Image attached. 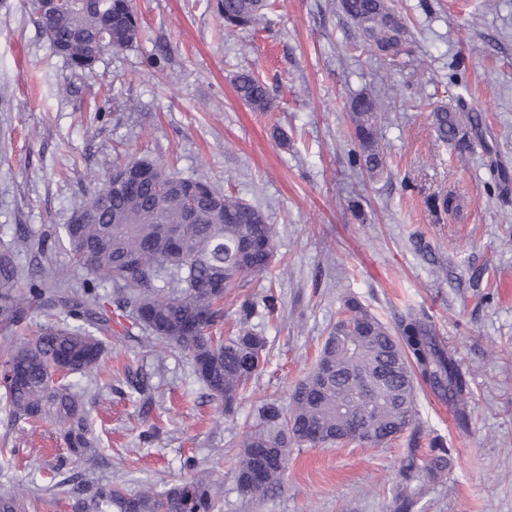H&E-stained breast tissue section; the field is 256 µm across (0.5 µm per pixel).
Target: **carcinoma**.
Returning a JSON list of instances; mask_svg holds the SVG:
<instances>
[{
	"mask_svg": "<svg viewBox=\"0 0 512 512\" xmlns=\"http://www.w3.org/2000/svg\"><path fill=\"white\" fill-rule=\"evenodd\" d=\"M36 23L51 50L74 69H89V46L99 42L120 51L137 42L141 25L131 0H68L53 10L30 3ZM345 15L373 50L389 55L404 43L406 25L387 0H341ZM224 28L256 26L270 8L269 0H217ZM237 96L255 112H269L265 83L251 69L233 79ZM349 109L357 140L353 164L376 173L383 170L379 133L386 120L384 97L360 93ZM432 125L443 142L459 141L468 130L478 143L483 125L478 112L439 107ZM160 173L174 189L146 179L135 197L111 188V179L90 191L82 206L81 224H64L47 238L68 253L70 264L51 273L36 262L24 269L14 254L0 253V400L14 419L35 427L57 424L74 462L87 463L96 439L85 397L68 377L95 367L112 336V316L119 311L164 347L187 357L198 381L212 399L230 410L247 383L266 362L265 340L244 328L232 336L218 332L224 320V296L251 277L272 275L275 229L261 210L223 193L203 179L184 178L163 164ZM198 211L197 222L185 223L187 204ZM85 271L83 285L69 287ZM104 283L114 298L99 293ZM169 289L155 295L158 284ZM277 310L272 294L261 303L246 298L237 310L239 322L269 317ZM40 313L52 322L20 341L8 333ZM139 395L141 414L149 412L152 395L144 380L126 377ZM425 384L448 403L461 429L471 421L468 374L455 354L440 341L428 318L409 312L391 329L355 299L344 301L343 316L322 345L317 365L294 388L288 410L275 401L258 408L242 444L235 470L238 492L265 498L285 474L293 447L334 445L363 440L382 446L417 424L416 387ZM451 449L434 442L426 461L408 456L400 466L404 484L441 471ZM76 494V512H221L218 489L209 471L188 458L175 483L139 494L112 484L86 497Z\"/></svg>",
	"mask_w": 512,
	"mask_h": 512,
	"instance_id": "obj_1",
	"label": "carcinoma"
}]
</instances>
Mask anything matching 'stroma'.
Returning <instances> with one entry per match:
<instances>
[{"label": "stroma", "mask_w": 512, "mask_h": 512, "mask_svg": "<svg viewBox=\"0 0 512 512\" xmlns=\"http://www.w3.org/2000/svg\"><path fill=\"white\" fill-rule=\"evenodd\" d=\"M389 2L407 36L388 64L363 48L339 0H276L261 25L230 32L216 0H133L138 42L76 70L23 0H0V252L26 263L32 239L69 222L120 149L175 163L275 226L276 280L226 296V330L244 299H278L274 318L251 322L267 365L230 413L186 358L141 329L125 336L129 319H116L119 339L99 366L70 378L85 392L98 460L64 464L58 428L30 427L0 404V450L14 453L0 464V493L23 497L27 512H76L75 482L137 493L192 458L213 471L223 512H396L404 456L428 458L440 438L450 465L411 484L407 512H512V0ZM243 67L265 81L272 111L236 97ZM380 87L391 110L373 176L351 167L349 102ZM461 99L481 112L485 146L437 140L431 111ZM448 192L457 210H434ZM348 298L391 327L410 308L428 316L470 374L469 428L421 386L415 439L294 449L276 494L244 499L234 471L256 406H288ZM128 371L151 387L149 417L137 394L113 389Z\"/></svg>", "instance_id": "stroma-1"}]
</instances>
